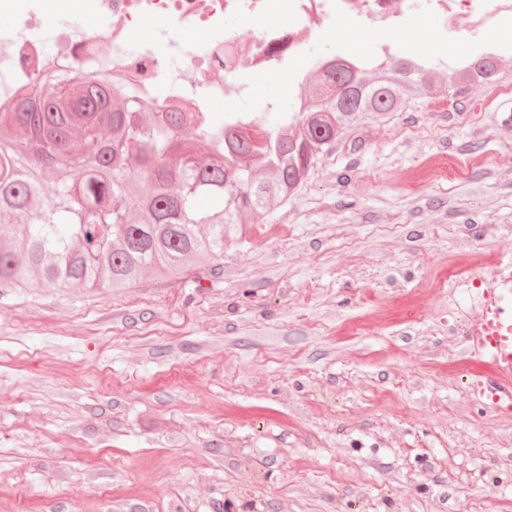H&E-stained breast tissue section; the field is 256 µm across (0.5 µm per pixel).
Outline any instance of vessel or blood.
I'll return each mask as SVG.
<instances>
[{
	"mask_svg": "<svg viewBox=\"0 0 512 512\" xmlns=\"http://www.w3.org/2000/svg\"><path fill=\"white\" fill-rule=\"evenodd\" d=\"M474 299L481 316L467 339L476 365V386L494 409L508 413L512 411V272L496 269Z\"/></svg>",
	"mask_w": 512,
	"mask_h": 512,
	"instance_id": "vessel-or-blood-1",
	"label": "vessel or blood"
}]
</instances>
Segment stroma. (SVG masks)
<instances>
[{"instance_id":"1","label":"stroma","mask_w":512,"mask_h":512,"mask_svg":"<svg viewBox=\"0 0 512 512\" xmlns=\"http://www.w3.org/2000/svg\"><path fill=\"white\" fill-rule=\"evenodd\" d=\"M431 19L394 34L431 64ZM410 88L223 260L0 295V512H512L467 293L512 262V96Z\"/></svg>"}]
</instances>
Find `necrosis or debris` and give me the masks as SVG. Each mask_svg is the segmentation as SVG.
<instances>
[{
  "mask_svg": "<svg viewBox=\"0 0 512 512\" xmlns=\"http://www.w3.org/2000/svg\"><path fill=\"white\" fill-rule=\"evenodd\" d=\"M81 12L110 19L112 36L75 25L69 13L46 16L44 0H0V105L19 89L52 70L66 73L81 64L152 101H187L206 112L212 101L232 92L238 112L261 117L277 111L270 99L254 95L256 81L278 74L292 86L305 80L297 60L321 64L324 55L353 56L347 42L332 41L337 17H352L365 33L376 36L375 50L386 58L395 49L393 32L422 17L435 21L440 42L459 44L465 55L489 59L512 53V46L484 49L489 26L512 27V0H77ZM470 20L459 28L457 17ZM188 26L201 31L203 43H173L171 34ZM153 29L149 40L138 28ZM52 30L63 51L50 56L44 32Z\"/></svg>",
  "mask_w": 512,
  "mask_h": 512,
  "instance_id": "necrosis-or-debris-1",
  "label": "necrosis or debris"
}]
</instances>
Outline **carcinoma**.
Returning a JSON list of instances; mask_svg holds the SVG:
<instances>
[{"instance_id": "obj_1", "label": "carcinoma", "mask_w": 512, "mask_h": 512, "mask_svg": "<svg viewBox=\"0 0 512 512\" xmlns=\"http://www.w3.org/2000/svg\"><path fill=\"white\" fill-rule=\"evenodd\" d=\"M338 64L314 71L300 107L265 127L253 146L240 130L263 123L232 112H159L143 99L85 72L51 75L26 85L17 104L0 108L13 135L0 139V288H109L118 291L145 271L176 278L187 260L215 262L224 244L272 201H284L341 130L367 116L384 119L418 85L443 97L425 65L375 68ZM82 128L88 138L74 141ZM207 151H199L184 133ZM264 176L246 180L248 170ZM64 179L54 190L45 173ZM144 189L128 192L132 179ZM187 182L190 194L172 186Z\"/></svg>"}]
</instances>
